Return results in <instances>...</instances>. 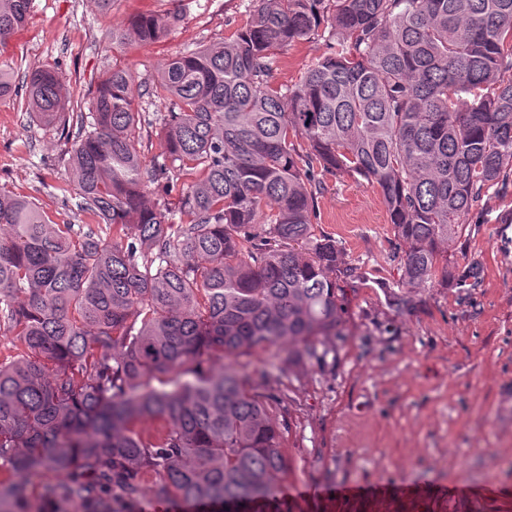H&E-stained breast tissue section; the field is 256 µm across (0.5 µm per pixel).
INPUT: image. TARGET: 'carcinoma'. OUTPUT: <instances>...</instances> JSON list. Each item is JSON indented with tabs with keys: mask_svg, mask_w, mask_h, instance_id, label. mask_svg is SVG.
Masks as SVG:
<instances>
[{
	"mask_svg": "<svg viewBox=\"0 0 512 512\" xmlns=\"http://www.w3.org/2000/svg\"><path fill=\"white\" fill-rule=\"evenodd\" d=\"M257 2L142 90L107 73L87 114L57 69L25 76L26 112L71 141L77 209L120 241L0 188V332L21 349L0 359V512H137L146 495L259 512L288 472L274 399L204 363L280 343L296 370L312 339L336 335L355 268L316 233L315 168L378 185L407 288L448 280L466 216L512 174V0ZM32 3L0 0V50ZM175 20L135 15L112 45L155 42ZM315 37L328 52L273 85L280 53ZM145 97L168 109L148 164ZM182 176L177 206L147 195ZM144 419L164 430L143 435ZM45 471L59 479L33 503L29 478Z\"/></svg>",
	"mask_w": 512,
	"mask_h": 512,
	"instance_id": "cac0c4a2",
	"label": "carcinoma"
}]
</instances>
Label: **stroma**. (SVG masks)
<instances>
[{
    "label": "stroma",
    "instance_id": "35a3bbf8",
    "mask_svg": "<svg viewBox=\"0 0 512 512\" xmlns=\"http://www.w3.org/2000/svg\"><path fill=\"white\" fill-rule=\"evenodd\" d=\"M255 0H34L24 31L0 60L16 75L55 67L72 100L89 110L99 75L112 67L152 84L186 48L223 41ZM178 14L151 45L116 47L112 30L138 13ZM324 40L284 51L270 81L290 84L319 57ZM26 89L0 100V187L27 197L59 224L104 233L75 214L71 143L30 122ZM314 223L336 239L357 278L340 295L337 336L315 339L300 372L258 370L283 348L238 358L254 391L278 399L288 471L263 512H512V180L471 210L448 254L447 280L404 287L406 244L394 233L376 184L357 174L320 173ZM477 277H470V269Z\"/></svg>",
    "mask_w": 512,
    "mask_h": 512
}]
</instances>
